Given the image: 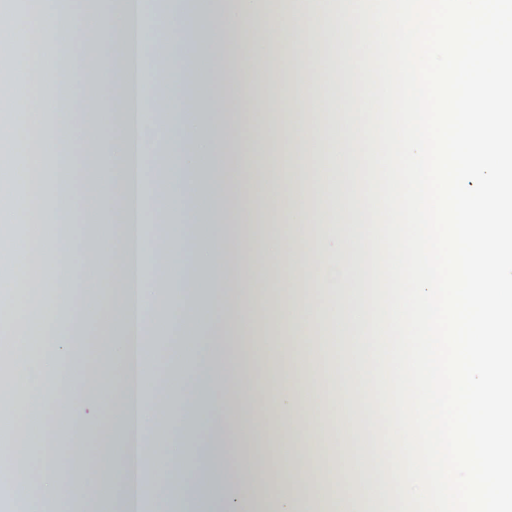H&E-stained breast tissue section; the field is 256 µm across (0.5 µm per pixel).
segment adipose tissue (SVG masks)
Returning <instances> with one entry per match:
<instances>
[{
	"instance_id": "obj_1",
	"label": "adipose tissue",
	"mask_w": 512,
	"mask_h": 512,
	"mask_svg": "<svg viewBox=\"0 0 512 512\" xmlns=\"http://www.w3.org/2000/svg\"><path fill=\"white\" fill-rule=\"evenodd\" d=\"M0 13L38 32L0 73V252L53 241L52 278L0 328L14 350L0 407L21 428L33 411L93 423L65 457L37 436L16 449L0 512L78 499L132 512L136 495L173 487L186 512H304L299 490L319 476L333 512H352L334 467L367 437V322L360 210L336 199L358 166L356 99L336 64L352 27L336 0H0ZM189 71L202 76L190 98ZM23 126L50 155L19 147ZM103 278L95 321L112 341L94 361L78 312ZM155 330L174 334L168 352L146 344ZM228 336L245 351L225 354ZM263 468L287 472L288 489L257 488Z\"/></svg>"
}]
</instances>
